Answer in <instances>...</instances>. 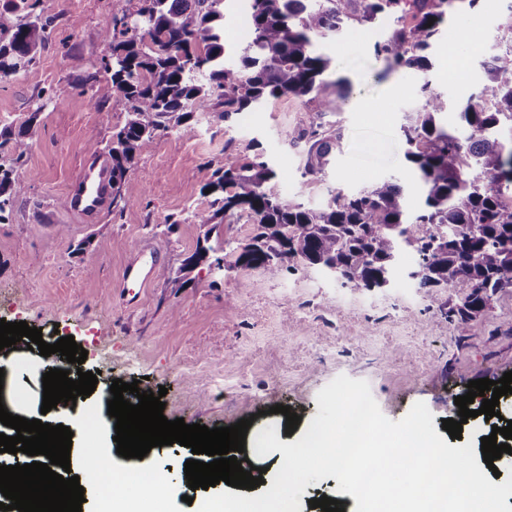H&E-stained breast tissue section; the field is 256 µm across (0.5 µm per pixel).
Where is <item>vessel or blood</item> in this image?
Segmentation results:
<instances>
[{
	"mask_svg": "<svg viewBox=\"0 0 512 512\" xmlns=\"http://www.w3.org/2000/svg\"><path fill=\"white\" fill-rule=\"evenodd\" d=\"M110 169L102 154H90L66 198V208L83 221H91L103 209L109 191ZM161 253L152 241H144L130 255L123 271L128 302H138L150 282Z\"/></svg>",
	"mask_w": 512,
	"mask_h": 512,
	"instance_id": "b4317fda",
	"label": "vessel or blood"
}]
</instances>
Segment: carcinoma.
<instances>
[{
    "instance_id": "cac0c4a2",
    "label": "carcinoma",
    "mask_w": 512,
    "mask_h": 512,
    "mask_svg": "<svg viewBox=\"0 0 512 512\" xmlns=\"http://www.w3.org/2000/svg\"><path fill=\"white\" fill-rule=\"evenodd\" d=\"M249 31L237 59L226 62L224 0H135L105 31L101 59L128 118L104 153L111 161L112 200L139 152L161 133L184 128L192 114L212 109L217 121L270 99L293 97L313 113L309 127L292 140L307 145L304 183L319 178L340 147V130L325 128L326 112L344 110L351 87L329 82L332 57L320 44L344 29L390 17L388 35L367 46L389 68L420 73L421 101L414 121L402 127L404 159L421 197L406 208V187L375 179L358 191L331 192L320 208L287 201L269 184L277 176L265 161L229 160L208 184L213 200L196 211L205 237L237 211L248 213L253 236L236 247L199 246L169 281L184 288L187 273L224 260V266L260 269L270 277L299 266L338 269L356 288H380L393 280L403 251L423 260L410 276L451 301L448 319L482 318L488 299L512 293V5L500 30L498 50L483 62L489 84L460 112V126L441 122L448 98L427 75L429 51L459 0H248ZM39 0L0 3V78L29 66L49 36L50 20L35 12ZM42 106L19 126L0 127V146L13 160L30 150ZM25 191V184L0 164V215Z\"/></svg>"
}]
</instances>
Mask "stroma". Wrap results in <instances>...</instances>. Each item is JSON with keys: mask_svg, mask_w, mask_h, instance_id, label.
<instances>
[{"mask_svg": "<svg viewBox=\"0 0 512 512\" xmlns=\"http://www.w3.org/2000/svg\"><path fill=\"white\" fill-rule=\"evenodd\" d=\"M511 3L484 0L477 12L484 38L461 48L466 81L449 83V44L440 39L430 78L451 109L484 87L481 63ZM129 6V0H40L52 21L47 42L30 66L0 78V126L39 114L21 163L0 151V163L13 165L28 185L0 218V319L73 336L87 350L81 369L95 372L98 384L79 418L93 422L100 447H116L98 413L99 394L116 379L138 382L147 392L166 388L168 420L214 428L248 418V437L271 427L279 442L292 444L317 415L318 392L340 375L367 381L381 412L394 421L424 402L438 429L458 418L454 400L466 394L469 381H496L512 371V294L495 297L480 320H448L447 295L418 287L410 276L418 258L410 253L400 257L392 288H353L311 268L272 278L258 269L216 275L202 267L186 288L169 285L199 240L214 247L252 234L244 212L209 237L191 217L208 205L205 187L227 160L262 156L278 173L274 192L314 207L333 190L361 189L376 177L411 183L400 127L419 106L418 77L389 70L365 51L387 34L391 20L322 45L336 59L337 75L349 78L352 94L344 112L324 117L340 127L342 148L316 183L303 185L302 149L292 141L310 114L299 100L281 98L225 122L195 112L186 130L160 134L143 148L125 176L119 206L105 207L90 222L68 214L65 198L88 145L106 147L127 120L101 58L104 30ZM146 237L162 260L139 305L129 306L121 295L123 269ZM13 357L23 416L40 418L42 377L57 358L24 348ZM276 405L300 416L293 434L285 432V415L273 413ZM190 454L177 443L165 449L175 493L163 512H188L183 495H207L187 485Z\"/></svg>", "mask_w": 512, "mask_h": 512, "instance_id": "obj_1", "label": "stroma"}]
</instances>
